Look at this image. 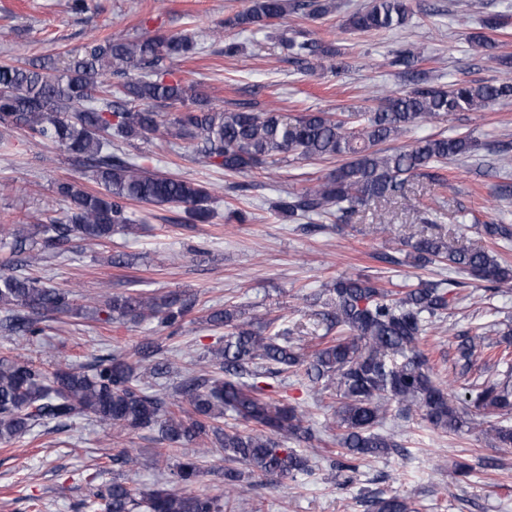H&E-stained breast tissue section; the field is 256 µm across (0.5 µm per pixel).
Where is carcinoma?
<instances>
[{
	"instance_id": "cac0c4a2",
	"label": "carcinoma",
	"mask_w": 512,
	"mask_h": 512,
	"mask_svg": "<svg viewBox=\"0 0 512 512\" xmlns=\"http://www.w3.org/2000/svg\"><path fill=\"white\" fill-rule=\"evenodd\" d=\"M335 0H249L233 19L242 29L263 30L275 21L304 11L314 19L334 10ZM409 0H369L347 18V28L361 33L393 31L409 25ZM512 24L507 14H491L469 36L472 50L509 71L512 58L491 53L485 30ZM293 62L302 70L346 67L344 52L333 43L295 37L285 39ZM196 53L187 35L93 40L81 54L58 64L52 59L23 65L0 64V129L19 131L49 142L80 168L83 180L60 181L55 193L67 203L64 216L49 224H0V330L32 340L41 323L76 315L75 294L26 274L46 252L73 237L89 242L112 238L115 230L131 233L133 202L172 205L189 221L214 218L212 193L186 179L150 171L132 159L128 148L157 135L169 144L195 147L204 162L231 173H244L295 159L336 163L325 178L300 192H287L273 205L283 220L351 224L355 216L389 197H405L409 178L429 169L428 177L444 185L436 170L486 148L512 156V142L482 143L469 134L422 136L390 147L416 128L449 112H482L512 104V78L497 83L452 81L432 85L420 76L422 56L415 48L396 55L393 64L412 88L380 94L379 106L343 118L331 112L224 110L211 106L202 87L173 78L174 61ZM173 112L165 117L160 109ZM95 187L88 188L85 182ZM494 240L511 241L512 225H483ZM420 265L443 263L457 273L485 283L494 295L512 281V264L480 247L457 248L442 236L406 242ZM459 281L420 279L399 290L359 276L340 274L323 285L326 299L320 321L336 336L306 354L289 329L272 322L245 321L231 307L208 314L210 326L224 329V346L210 351L206 369L176 382L167 395L136 373L141 365L156 377L173 373L170 363L146 362L156 354L152 343L125 355L101 354L80 368L52 370L13 356L0 357V444L31 434L51 423L64 426L84 415L115 430L137 433L158 429L168 445L152 466H164L163 486L138 493L114 479L97 497L103 512H224L230 498L246 490L272 486L279 479L313 472V456L288 447L314 437L307 412L296 404L266 395L270 381L302 373L313 392L336 393L331 427L337 430V471L351 482L368 460L390 455L400 444L383 431L392 413L415 410L431 428L452 435L485 426L498 448H512V426L492 421L512 412V362L503 356V378L464 388L459 404L436 381L424 346L427 330L457 299ZM194 299L173 292L162 297L143 293H107L94 309L106 323L155 320L163 326L181 321ZM500 342L488 336H463L458 349L469 369L479 348ZM231 413L241 426L224 423ZM210 440L224 453V494L194 493L200 467L189 446ZM374 512H415L407 499L392 494L371 501Z\"/></svg>"
}]
</instances>
